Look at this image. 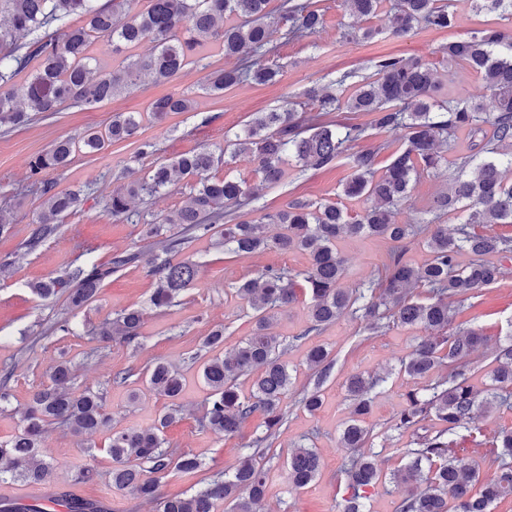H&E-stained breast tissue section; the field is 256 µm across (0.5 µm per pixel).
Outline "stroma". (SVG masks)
<instances>
[{
    "instance_id": "stroma-1",
    "label": "stroma",
    "mask_w": 512,
    "mask_h": 512,
    "mask_svg": "<svg viewBox=\"0 0 512 512\" xmlns=\"http://www.w3.org/2000/svg\"><path fill=\"white\" fill-rule=\"evenodd\" d=\"M454 24L436 31L420 29L404 38L388 32L389 18L379 14L373 18L380 35L371 41H349L343 33L357 27L358 22L347 15L342 0H318L325 14L323 28L316 35L301 41L279 42L274 57L285 73L273 86L240 85L215 96L205 93L203 85L209 69L194 64L172 81L157 84L150 80L130 86L112 101L94 109L64 106L61 112L40 115L29 124L10 132L0 131V200L13 198L14 224L10 234L0 237V367L12 366L9 405L0 407V438L16 433L19 411L32 392L47 382L45 372L49 358L64 356L72 361L77 383L102 390L105 406L120 428L150 426L165 410L167 402L149 391H142L136 403H129L128 388L108 385L110 375L118 371L141 374L145 366L162 360L182 369L186 378L181 403L184 417L168 427L165 436L171 447L197 455L205 473L233 468L244 448L250 446L262 427L261 417H252L239 433L224 437L204 429L201 419L209 394L198 365L192 356L199 352L204 337L213 325L224 327V347L233 349L249 336L252 321L234 296V288L255 278L265 268L299 271L308 264L307 253L282 252L271 248L264 252L235 256L225 253L219 237L208 233L190 240L182 247V256H190L199 265L195 288L187 291L178 305L163 311L149 308L152 280L148 267L154 256L144 238V227L126 220L112 218L105 211L103 200L113 188V176L123 168H133L144 175L151 166L175 155L200 147L218 150L225 135L240 131L254 113L269 112L285 103L301 105L307 115L314 116L318 107L306 101L303 92L313 84H327L338 72L350 67L366 66L369 60L385 55L406 56L428 62L442 77H457L458 92L464 96H484L479 78L462 65L448 62L440 48L451 39L466 38L489 23V15L476 13L471 0H452ZM185 92L194 99L189 112H173L160 123L143 125V137L155 145L153 155L136 159L135 149L125 145L108 146L100 155L90 157L76 153L70 165L58 176L60 188L75 189L89 186L81 204L62 219L60 234L45 242L21 264L12 258L28 237L31 220L39 208V199L26 193L29 183V159L49 149L60 138L73 137L85 130L104 128L116 112H141L150 101L170 94ZM349 158H341L325 169L300 171L289 164L281 183H263L247 158L240 157L221 164L216 175H229L246 181L257 196L259 214L275 212L287 200L299 197L317 202H336L349 217L361 214L364 203L344 196L342 184L350 174ZM447 173L422 174L410 200L397 215L400 222L420 219L422 211L444 188ZM388 241L367 237H345L337 248L347 260L345 287L356 288L367 282L381 268L389 249ZM137 254L134 263L113 270L105 280L96 302L81 309L69 308L65 296L43 300L35 296L30 285L49 277L66 275L68 270L91 263L106 264L113 257ZM504 276L491 286L480 289L465 309L463 320L473 322L484 338L483 346L474 354L476 361L471 382L484 390L494 367V352L512 333V256L502 259ZM129 307L145 309L146 319L139 347L115 342L102 347L90 334L93 325L113 317ZM68 318L73 325L71 334L57 332L55 324ZM309 324L308 298L298 296L288 308L280 311L274 332L281 341L278 354L292 375L287 399L286 418L280 436L265 456L270 466V481L264 507L271 512H337L344 493L341 466L348 454L339 445V437L348 423L350 401L345 382L350 374L362 372L383 377L384 383L373 398L372 409L365 419L371 433L370 451L383 475L381 484L369 492L370 512H394L400 496L393 475L401 470L405 460L401 448L409 446L418 434H432L442 429V422L428 417L419 427L396 428L395 418L406 394L422 390L426 383L408 377L400 369L422 334L420 328H392L372 335L364 332L358 319L344 314L320 332L307 334ZM325 346L336 363L322 387L323 404L310 414L297 403L301 391L312 379L306 363L310 346ZM479 436L460 431L456 439L467 459L482 460L487 452L478 437H491L503 429H512V410L495 409L477 421ZM46 444L58 463L59 486L75 490L76 494L106 506L107 512H152L150 504L113 489L109 481L112 460L104 450L101 434L78 438L59 428L49 429ZM316 448L321 456V473L305 488L288 484L284 462L297 445ZM90 464L97 479L87 485H73V466Z\"/></svg>"
}]
</instances>
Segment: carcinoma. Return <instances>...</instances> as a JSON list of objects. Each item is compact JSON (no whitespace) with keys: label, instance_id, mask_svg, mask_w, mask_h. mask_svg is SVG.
<instances>
[{"label":"carcinoma","instance_id":"carcinoma-1","mask_svg":"<svg viewBox=\"0 0 512 512\" xmlns=\"http://www.w3.org/2000/svg\"><path fill=\"white\" fill-rule=\"evenodd\" d=\"M135 2L0 0V128L21 127L31 114L58 112L65 103L92 108L137 84L144 74L155 82H167L195 63L197 51L209 45L218 47L224 57L236 59V64L211 71L206 91L222 95L241 84L275 83L283 75L282 67L263 62L276 52L273 33L279 30L286 41H297L318 33L324 25L317 0H280L276 11L269 9L271 0H147V8L140 11ZM384 2L344 0V7L349 15L363 18L376 14ZM473 4L479 12L512 17V0H473ZM391 11V33L397 37L419 28L445 30L454 21L447 0H394ZM146 40L154 43L153 52L148 56L135 53ZM101 41L112 53L110 70L93 50ZM442 51L448 61L465 62L481 78L492 99L490 112H484L474 98L442 92L430 64L382 56L370 61L372 79L349 70L327 85H312L304 92L320 114L344 107L370 116L367 124L307 125L304 116L288 106L260 112L244 134L224 139L221 154L209 149L180 154L112 190L105 210L114 218L143 223L145 237L158 249L148 270L153 280L149 301L155 310L170 307L196 286L197 263L188 257L178 262L168 257L184 244L182 235L187 232L206 234L222 224L220 244L237 256L270 247L307 252L308 266L294 275L267 269L235 287V296L251 311V334L233 351L225 352L224 326L216 325L203 341L205 354L196 356L210 390L205 427L233 436L260 413L265 416V431L232 473L215 472L189 493L166 496L161 486L168 477L195 475L203 468L196 455L165 448L164 429L183 418L178 400L184 379L179 370L164 361L152 363L147 368L148 391L169 400L170 405L150 427L118 429L103 393L76 386L71 362L60 356L48 366L49 382L31 394L20 412L18 432L0 441V482L39 487L46 491V500L28 504L0 500V512H46V501L65 512H105L96 501L57 490L58 466L44 445L53 425L75 436L107 435L112 487L153 505L154 512H217V506L226 502L232 503L230 512H258L270 471L262 462L261 447L279 437L283 404L292 385L288 367L276 356L280 340L273 331L275 313L296 300L298 278L309 296V326L301 334L303 339L347 311L361 313L364 330L371 334L391 327H420L426 332L402 360L401 369L431 384L423 394L407 395L397 426L414 427L432 413L445 427L418 437L415 447L401 449L407 463L394 474L403 491L396 512H493L498 500L512 497V429L493 436L486 472L479 462L460 458V449L449 440L460 429H472L482 410L512 409V339L498 348L490 384L479 392L470 383L469 372L482 333L455 324L464 311L462 302L503 275L502 267L485 256L512 254V237L475 230L479 224H512V181L506 177L512 172V30L487 26L468 38L448 41ZM25 71L26 80L17 83ZM192 106V97L174 93L151 101L147 114L161 121L171 112H188ZM141 123L140 112H117L105 130L89 129L57 140L30 160L32 181L27 191L41 205L29 236L7 265L56 237L61 219L81 203L83 191L58 188L53 174L64 170L78 151L97 153L108 143L138 137ZM370 128L400 134L404 145L381 169L379 146L350 155L351 173L343 193L367 202L354 221L335 203L301 198L287 201L263 219H249L244 208L253 201V193L245 183L211 174L222 159L244 156L263 182L278 184L285 177L288 157H294L304 170L331 167ZM463 130L473 140V153L462 157L448 176V187L433 202V218L424 225L397 223L396 210L409 198L412 182L425 172L450 166L444 145ZM178 184L188 188L182 206L149 218L129 212L130 198L154 197ZM456 212L462 213V223L450 233L441 219ZM269 223L282 225L284 232L268 236ZM421 233L431 258L415 266L407 261L406 253ZM363 234L391 243L383 271L362 288H344L346 266L336 241ZM464 252L472 259L462 265L459 256ZM135 258L134 254L118 255L107 265L77 267L63 279L39 281L30 288L41 299L64 293L72 307L80 308L94 301L112 275V267ZM412 286L423 288L426 297L411 296ZM453 324L457 330L450 334L448 327ZM143 327L144 309L132 307L102 322L94 336L106 345L119 341L137 348ZM307 363L313 371V386L303 392L298 404L313 414L322 404L321 388L334 359L326 348L316 345L309 349ZM441 369L443 376L438 375ZM242 376L254 377L248 397L237 390L236 381ZM381 381V377L362 373L346 381L352 418L340 444L351 449L352 455L342 467L345 492L339 512H365L366 490L382 479L375 457L364 451L370 441L364 420ZM320 470V455L312 448L300 446L288 455L287 480L295 488L310 485Z\"/></svg>","mask_w":512,"mask_h":512}]
</instances>
